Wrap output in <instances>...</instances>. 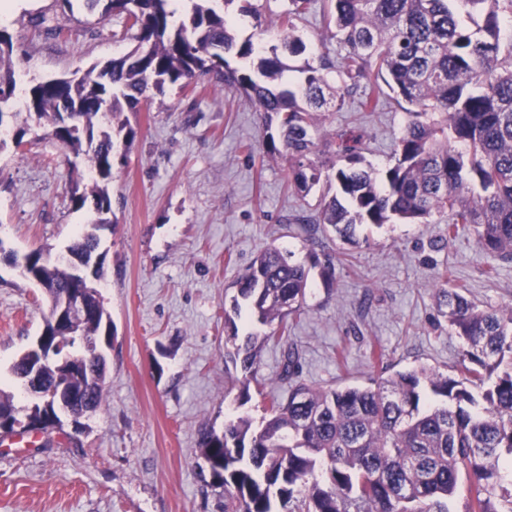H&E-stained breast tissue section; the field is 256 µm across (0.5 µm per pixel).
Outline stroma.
I'll return each instance as SVG.
<instances>
[{"label": "stroma", "instance_id": "stroma-1", "mask_svg": "<svg viewBox=\"0 0 512 512\" xmlns=\"http://www.w3.org/2000/svg\"><path fill=\"white\" fill-rule=\"evenodd\" d=\"M57 35H49V28ZM0 29L25 81L102 67L134 44L120 15L82 0H16ZM130 121L137 139L112 182L116 222L104 236V303L115 326L107 350L104 402L82 433L72 423L39 436L0 437V512H224V497L201 475L204 431L237 415L224 353L232 332L224 309L255 255L274 245L307 257L291 215H313L326 185L308 196L264 150L252 104L204 81L173 86L142 102ZM407 114L348 107L326 130L365 131V153L384 170ZM73 175L62 146L28 131L0 148V391L24 398L9 372L40 333L42 292L5 260L50 246L61 250L92 218L71 201ZM443 218L428 224L359 226L354 242L321 225L335 255L332 282L312 269L304 311L286 334L300 376L321 388L370 385L381 373L426 365L459 377L464 344L437 310L439 273L482 307L512 304V261H489L473 232L444 249ZM280 348L266 345L262 393L246 410L261 422L278 379Z\"/></svg>", "mask_w": 512, "mask_h": 512}]
</instances>
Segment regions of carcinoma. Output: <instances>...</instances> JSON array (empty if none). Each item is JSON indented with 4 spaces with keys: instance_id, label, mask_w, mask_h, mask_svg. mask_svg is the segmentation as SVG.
Returning <instances> with one entry per match:
<instances>
[{
    "instance_id": "obj_1",
    "label": "carcinoma",
    "mask_w": 512,
    "mask_h": 512,
    "mask_svg": "<svg viewBox=\"0 0 512 512\" xmlns=\"http://www.w3.org/2000/svg\"><path fill=\"white\" fill-rule=\"evenodd\" d=\"M106 0L104 13L125 17L136 45L97 71L30 86L29 112L16 110L11 37L0 30V130L23 120L42 127L74 157L88 162L90 193L74 190L75 208L93 219L66 250L95 248L99 225L111 224L110 185L138 131L126 116L152 93L214 80L244 95L263 125L266 154L288 166L300 196L324 182L335 194L318 214L300 212L313 262L317 225L352 240L356 226L428 223L446 218L442 246L473 228L491 260H512V0H323V21L341 51L322 52L293 67L306 46L297 21L315 0H288L278 35L256 44L238 35L229 8L262 26L259 0ZM336 72L332 87L327 74ZM395 94L409 115L391 163L377 176L365 164L364 134L324 130L321 116L356 104L375 112ZM45 286L43 346L57 345L55 294L73 287L70 261L35 249L27 256ZM311 267L278 248L258 253L239 277L233 310L247 306L270 331L247 334L228 358L240 365L237 407L251 401L260 347L280 346V378L288 394L274 398L253 426L240 415L224 431L205 432L201 455L224 491V512H452L461 474L471 483L465 512H512V305L481 308L448 274L436 289L439 313L463 341L468 376L456 379L421 365L378 377L368 386L324 389L299 379V355L283 322L303 310ZM90 311L80 333L113 336L101 292L84 294ZM107 356L70 350L37 378L46 408L61 385L73 406L98 411ZM41 405L18 407L0 391V425L41 419Z\"/></svg>"
}]
</instances>
